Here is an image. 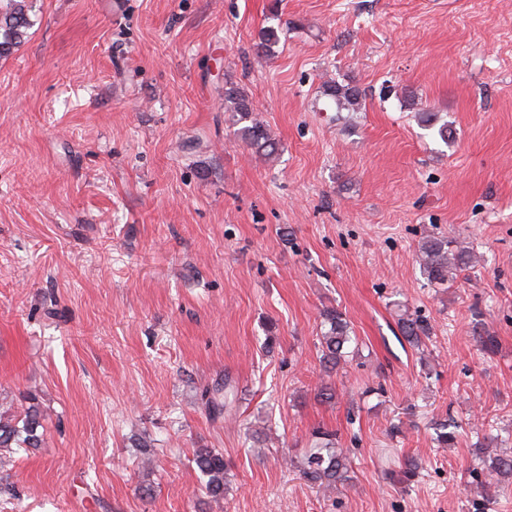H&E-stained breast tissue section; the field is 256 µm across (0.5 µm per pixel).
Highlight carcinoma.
Here are the masks:
<instances>
[{"label":"carcinoma","instance_id":"1","mask_svg":"<svg viewBox=\"0 0 512 512\" xmlns=\"http://www.w3.org/2000/svg\"><path fill=\"white\" fill-rule=\"evenodd\" d=\"M29 0H0V56H7L26 37L32 26L29 15ZM325 95L336 103L338 109H355L361 105L363 95L356 87L328 85ZM224 108L235 121L248 120L250 124L240 129V140L256 153L272 157L276 152V141L270 129L253 116L254 108L249 99L234 87H224ZM418 122L427 129L436 130L441 140L450 137L448 124L438 123L434 113L421 108L416 113ZM418 262L423 275L433 284L444 285L454 280L458 270L474 267L479 258L467 247L456 245L453 240L428 236L422 242ZM398 329L404 341L413 349L425 345L429 338V327L419 317L406 312L398 318ZM322 352L323 371L330 374L347 364L350 348L358 345L350 323L337 309L323 313V331L319 337ZM42 414L31 405L23 415H3L0 413V457L14 447L38 448L43 442ZM460 425L452 418L435 424V440L443 446L453 445L459 436ZM312 448L304 458L302 473L309 481L325 490L344 485L351 480L350 458L344 449L336 447V432L316 428L312 430ZM483 460V468L473 475L484 476L486 502L492 503L496 490L512 484V454L485 445L478 449ZM193 463L204 483L206 493L214 500L224 498L227 463L224 454L210 448H199ZM419 469L418 462L411 456L400 460L399 482L409 484L414 481Z\"/></svg>","mask_w":512,"mask_h":512}]
</instances>
